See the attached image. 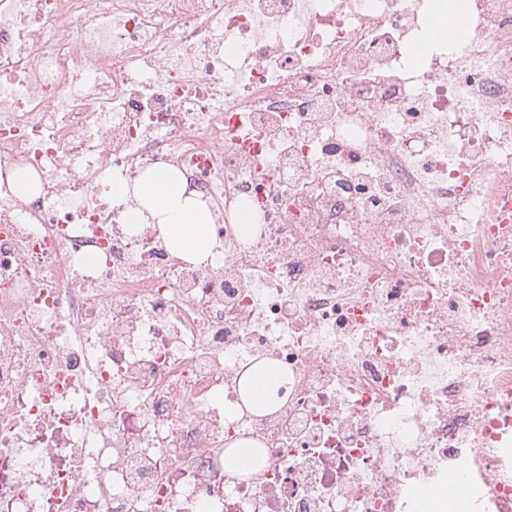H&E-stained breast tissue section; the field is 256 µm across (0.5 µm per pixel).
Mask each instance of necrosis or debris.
Wrapping results in <instances>:
<instances>
[{
	"mask_svg": "<svg viewBox=\"0 0 512 512\" xmlns=\"http://www.w3.org/2000/svg\"><path fill=\"white\" fill-rule=\"evenodd\" d=\"M434 13L0 0V512H512V0ZM160 167L214 260L112 197ZM274 372L263 365L252 368L248 374L246 383L247 398L254 404L260 405L266 402L270 387L276 382ZM236 451L228 452L224 456V468L231 472H247L255 468L253 454L246 444H239Z\"/></svg>",
	"mask_w": 512,
	"mask_h": 512,
	"instance_id": "obj_1",
	"label": "necrosis or debris"
}]
</instances>
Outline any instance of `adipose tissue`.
I'll use <instances>...</instances> for the list:
<instances>
[{
	"label": "adipose tissue",
	"instance_id": "1",
	"mask_svg": "<svg viewBox=\"0 0 512 512\" xmlns=\"http://www.w3.org/2000/svg\"><path fill=\"white\" fill-rule=\"evenodd\" d=\"M112 195L134 197L137 206L130 214V223L156 225L166 245L181 257L195 262L212 257L215 242L210 212L175 174L159 170L132 184L116 180Z\"/></svg>",
	"mask_w": 512,
	"mask_h": 512
}]
</instances>
